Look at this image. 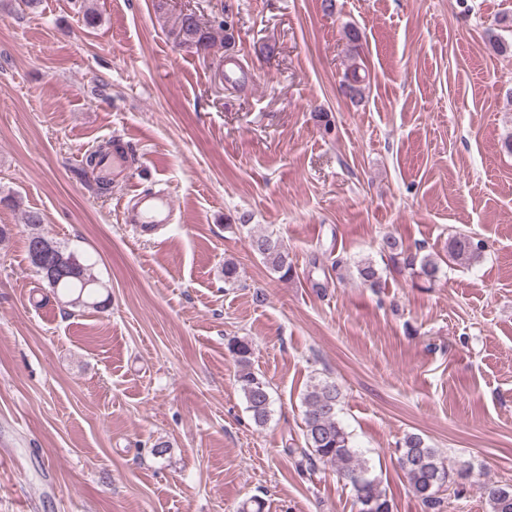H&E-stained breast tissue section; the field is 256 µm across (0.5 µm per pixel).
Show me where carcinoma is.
I'll use <instances>...</instances> for the list:
<instances>
[{"label": "carcinoma", "instance_id": "cac0c4a2", "mask_svg": "<svg viewBox=\"0 0 512 512\" xmlns=\"http://www.w3.org/2000/svg\"><path fill=\"white\" fill-rule=\"evenodd\" d=\"M224 33V42H229L227 21L218 25L205 24L194 14H181L173 28L177 45L205 55L215 45V31ZM362 77L357 70L344 75L342 86L346 93L355 97L362 94ZM42 217L30 211L25 217V226L30 228L27 237V254L35 272L52 288L56 298L68 306L78 308H99L104 302L97 300L98 282L91 273L89 264L81 261L67 247L44 235L41 230ZM251 252L268 265L271 270L286 278L292 273V259L288 248L278 238L269 234L247 233ZM481 242L457 234L448 240V256L454 260L467 261L479 257ZM409 265L418 266L417 276L431 283L440 273V264L431 255ZM360 284L375 288L380 275L370 261L357 265ZM229 350L239 366L237 382L247 403L254 423L262 426L270 416L271 397L269 384L251 369V345L246 340L234 338ZM341 390L334 382L327 380L312 383L303 393L305 407L303 437L305 448L302 456L311 464L330 465L351 486L359 512H393L391 501L380 487L378 478L371 476L369 466L351 444L350 434L337 419V407ZM398 463L407 477L413 493L426 506L440 503L439 494L448 490L449 475L438 451L430 447L423 437L416 433L405 436L399 448ZM491 512H512V485L488 482L482 487Z\"/></svg>", "mask_w": 512, "mask_h": 512}]
</instances>
